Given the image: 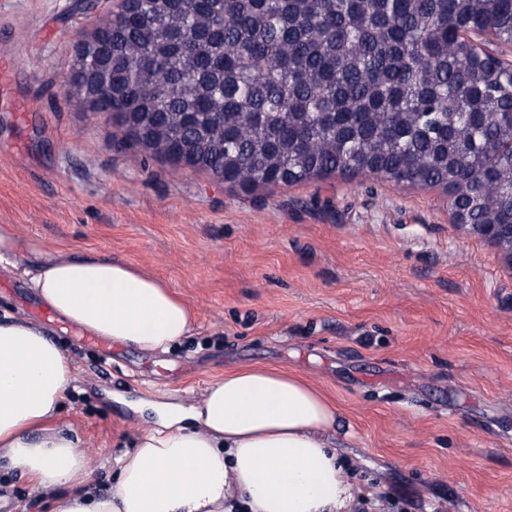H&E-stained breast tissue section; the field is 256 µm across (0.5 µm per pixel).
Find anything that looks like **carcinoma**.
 Here are the masks:
<instances>
[{
	"mask_svg": "<svg viewBox=\"0 0 512 512\" xmlns=\"http://www.w3.org/2000/svg\"><path fill=\"white\" fill-rule=\"evenodd\" d=\"M69 63L131 147L246 189L334 175L440 187L512 224V0H123Z\"/></svg>",
	"mask_w": 512,
	"mask_h": 512,
	"instance_id": "1",
	"label": "carcinoma"
}]
</instances>
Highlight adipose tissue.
Here are the masks:
<instances>
[{"label":"adipose tissue","instance_id":"1","mask_svg":"<svg viewBox=\"0 0 512 512\" xmlns=\"http://www.w3.org/2000/svg\"><path fill=\"white\" fill-rule=\"evenodd\" d=\"M30 255V288L86 332L165 353L196 327L167 283L130 263L39 244ZM71 373L66 351L38 327L0 319V467L55 493L53 512H348L355 499L327 436L334 402L269 366L225 371L198 405L159 404L157 425L115 459L111 487L96 493L73 428L57 420Z\"/></svg>","mask_w":512,"mask_h":512}]
</instances>
